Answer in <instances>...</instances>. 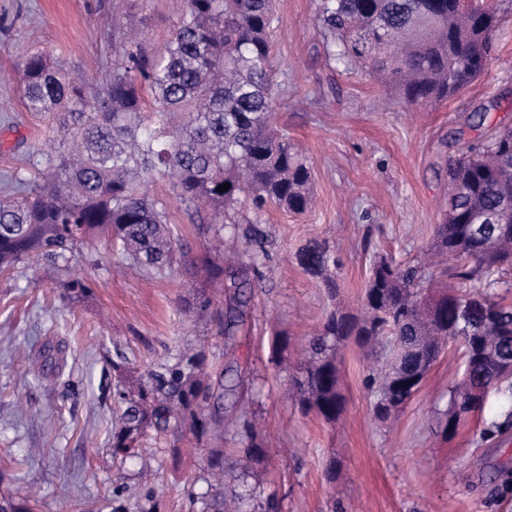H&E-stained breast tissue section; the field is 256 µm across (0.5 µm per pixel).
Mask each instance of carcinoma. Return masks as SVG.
Segmentation results:
<instances>
[{"mask_svg":"<svg viewBox=\"0 0 512 512\" xmlns=\"http://www.w3.org/2000/svg\"><path fill=\"white\" fill-rule=\"evenodd\" d=\"M274 0H185L166 51L150 55L130 40L113 52L109 77L101 85L56 69L41 52L18 68L25 107L52 112L57 127L53 146L16 181L22 190L0 198V273L21 264L37 265L40 281L67 278V296L90 293L70 277V262L102 239L117 249L125 265L154 277L168 275L174 264L193 265L183 253L175 259L178 239L169 224L167 202L149 193L153 179L170 181L169 190L184 209L197 215L198 233L214 251L236 233L239 216H259L268 205L293 214L311 202L313 170L288 134L276 125L273 93L272 32ZM325 55L346 66L369 67L396 85L408 105L446 100L468 87L489 64L496 13L485 5L462 11L458 0H319L316 14ZM448 185L464 192L448 195L455 216L436 225L431 249L453 252V264L440 267L437 292L458 289L460 306L482 299L496 310L502 327L512 326V303L502 288L512 284V249L490 251L472 240L468 225L492 214L512 218V127H503L471 145L448 168ZM229 184L226 191L217 188ZM256 247L234 256L237 266L215 268L235 289L226 319L220 321L224 348H231L248 299L238 277L262 264ZM299 266L320 280L330 296L337 285L330 272V250L311 240L296 253ZM427 290L417 264L400 265L387 257L374 262L365 298L380 301L358 316L339 309L325 315L311 340L300 345L295 385L305 394L304 413L328 423L343 403L338 390L336 354L352 336H399L418 333L417 296ZM65 346H44L31 361L39 373L61 367ZM201 348H187L172 365L147 373L115 365L112 455L139 454L147 431L155 437L171 425L189 427L199 440L216 444L208 472L224 473V435L247 441L249 459L260 464L261 431L241 413L224 414V373L206 375ZM486 386L475 435L493 445L512 431V381L472 365L460 378ZM245 490L229 498L221 493H191L204 512H242L246 501L263 512V471H249ZM136 512H159L160 488L150 474L138 475L128 494ZM0 512H34L27 498L0 494Z\"/></svg>","mask_w":512,"mask_h":512,"instance_id":"cac0c4a2","label":"carcinoma"}]
</instances>
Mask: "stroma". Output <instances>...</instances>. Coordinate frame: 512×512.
I'll use <instances>...</instances> for the list:
<instances>
[{
	"mask_svg": "<svg viewBox=\"0 0 512 512\" xmlns=\"http://www.w3.org/2000/svg\"><path fill=\"white\" fill-rule=\"evenodd\" d=\"M486 3L501 18L486 71L453 98L410 106L367 70L325 57L317 0H276L277 118L313 168V205L303 215L270 206L259 218L266 257L246 275L250 302L232 356L215 322L189 323L182 313L197 291L222 298L220 284L186 287L181 268L147 280L94 244L71 264L92 289L74 304L38 282L37 267L0 274V493L33 499L35 512H112L113 489L134 487L148 468L163 493L160 512H200L187 490L207 488L208 443L178 427L148 439L137 457L111 452L113 363L127 359L142 371L171 365L193 342L205 346L209 372L232 368L237 398L265 424L264 496L275 512H512V492L486 480L512 466V436L481 446L472 429L441 431L460 366L455 349L440 355L389 425L374 418L365 383L377 360L354 343L338 353L344 407L332 424L288 403L294 369L274 350L283 332L306 341L333 306L359 313L374 256L419 259L443 220L448 165L481 134L468 121L475 110H486L483 128L512 125V0ZM179 7V0H0V197L51 136L50 117L24 106L16 72L25 58L39 51L63 71L101 81L129 32L162 54ZM150 189L167 199L180 249L202 257L193 219L169 198L167 183ZM311 239L330 245L337 298L296 263L297 248ZM49 339L66 346L60 379L27 372Z\"/></svg>",
	"mask_w": 512,
	"mask_h": 512,
	"instance_id": "1",
	"label": "stroma"
}]
</instances>
